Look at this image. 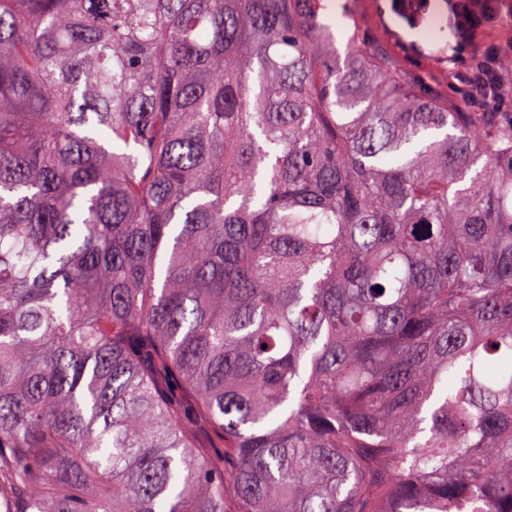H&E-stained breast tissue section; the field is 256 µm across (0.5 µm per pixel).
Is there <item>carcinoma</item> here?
Listing matches in <instances>:
<instances>
[{
  "instance_id": "obj_1",
  "label": "carcinoma",
  "mask_w": 512,
  "mask_h": 512,
  "mask_svg": "<svg viewBox=\"0 0 512 512\" xmlns=\"http://www.w3.org/2000/svg\"><path fill=\"white\" fill-rule=\"evenodd\" d=\"M1 481L512 512V119L421 93L346 2L0 0ZM162 384L174 408L189 420L195 448H199L202 456L218 470L224 469L223 437L212 426L208 417L196 407L191 392L174 375L164 376Z\"/></svg>"
}]
</instances>
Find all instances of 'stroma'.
<instances>
[{"label": "stroma", "instance_id": "1", "mask_svg": "<svg viewBox=\"0 0 512 512\" xmlns=\"http://www.w3.org/2000/svg\"><path fill=\"white\" fill-rule=\"evenodd\" d=\"M351 5L381 48L397 57L407 69L423 76L424 93L445 96L452 107L462 105L469 111H479V104L468 100L456 78L462 66V34L455 14L456 0H425L426 17L443 28L438 38L424 36L414 28L395 10L392 0H351ZM162 384L174 408L189 420L195 447L216 468H223V437L196 407L191 392L172 375L164 376Z\"/></svg>", "mask_w": 512, "mask_h": 512}]
</instances>
